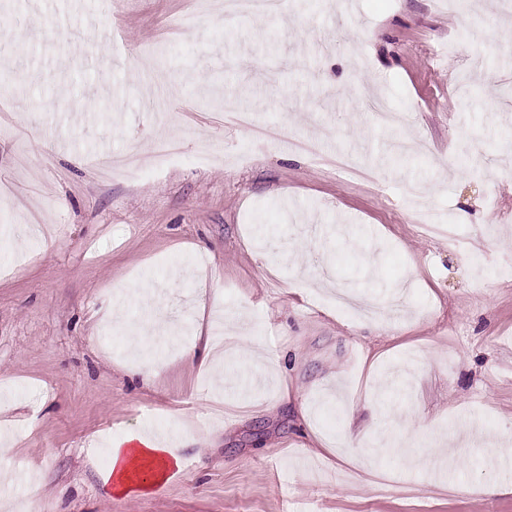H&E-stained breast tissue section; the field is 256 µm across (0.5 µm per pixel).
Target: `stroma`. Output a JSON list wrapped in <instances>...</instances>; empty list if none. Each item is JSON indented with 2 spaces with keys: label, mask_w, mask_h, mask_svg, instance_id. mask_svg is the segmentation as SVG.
<instances>
[{
  "label": "stroma",
  "mask_w": 512,
  "mask_h": 512,
  "mask_svg": "<svg viewBox=\"0 0 512 512\" xmlns=\"http://www.w3.org/2000/svg\"><path fill=\"white\" fill-rule=\"evenodd\" d=\"M503 0H284L228 22L212 0H0V501L37 512H512V11ZM380 100L407 116L377 124ZM180 140L156 163L153 145ZM215 155L197 166L200 143ZM107 151L142 161L108 178ZM423 188L419 200L409 189ZM435 211L423 232L416 207ZM270 230L260 237L258 225ZM329 278L385 308L377 329L322 303ZM175 292H168V284ZM190 327L205 295L269 359L238 412L204 407L210 376L168 346L126 370L130 319ZM402 325L375 374L366 350ZM289 398H281L279 380ZM374 421L345 428L350 401ZM345 442L313 457L300 417ZM153 427L180 458L118 497L104 432ZM451 437L460 490L425 486ZM418 446V463L379 452ZM499 485L496 495L487 485Z\"/></svg>",
  "instance_id": "1"
}]
</instances>
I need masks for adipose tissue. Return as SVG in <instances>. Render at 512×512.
Masks as SVG:
<instances>
[{
  "mask_svg": "<svg viewBox=\"0 0 512 512\" xmlns=\"http://www.w3.org/2000/svg\"><path fill=\"white\" fill-rule=\"evenodd\" d=\"M184 354L201 370L223 377L226 369L247 376L264 361L259 346L250 343L242 322L226 320L223 336L195 327L193 342ZM109 479L114 495L128 496L149 492L164 483L178 458L168 435L141 430L111 437Z\"/></svg>",
  "mask_w": 512,
  "mask_h": 512,
  "instance_id": "adipose-tissue-1",
  "label": "adipose tissue"
}]
</instances>
